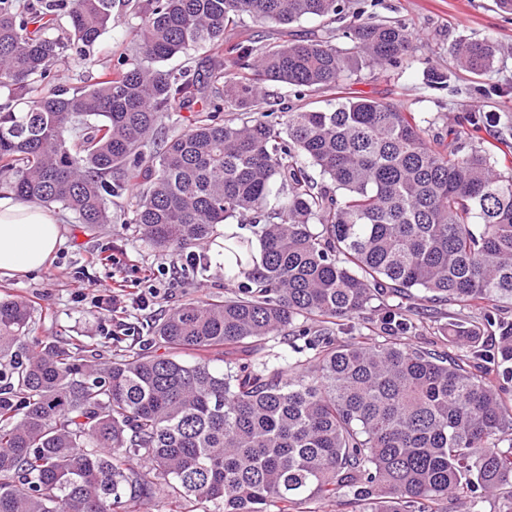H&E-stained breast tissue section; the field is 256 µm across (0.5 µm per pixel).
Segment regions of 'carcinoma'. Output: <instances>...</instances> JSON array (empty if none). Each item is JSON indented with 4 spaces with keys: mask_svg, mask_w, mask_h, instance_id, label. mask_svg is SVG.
<instances>
[{
    "mask_svg": "<svg viewBox=\"0 0 512 512\" xmlns=\"http://www.w3.org/2000/svg\"><path fill=\"white\" fill-rule=\"evenodd\" d=\"M115 0H0V181L86 228L108 199L161 253L224 232L230 296L188 300L136 351L29 336L33 310L0 297V512H448L512 500V146H471L477 122L427 139L414 113L342 90L365 67L414 62L405 26L355 0H138L143 52L88 86L54 67L92 62ZM324 35L257 47L236 17ZM351 15L336 46L330 25ZM206 52L205 73L160 64ZM481 77L488 37L451 47ZM302 104L260 110V82ZM335 93L324 106L312 93ZM190 112L157 139L169 112ZM320 170L312 180L307 167ZM421 293L468 311L412 347ZM368 333L343 327L366 311ZM291 352L272 361L264 341ZM508 447H502L504 441ZM471 502H460L448 499V512H502V499L491 495L481 496L472 499Z\"/></svg>",
    "mask_w": 512,
    "mask_h": 512,
    "instance_id": "carcinoma-1",
    "label": "carcinoma"
}]
</instances>
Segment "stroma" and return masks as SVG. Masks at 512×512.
<instances>
[{
  "label": "stroma",
  "mask_w": 512,
  "mask_h": 512,
  "mask_svg": "<svg viewBox=\"0 0 512 512\" xmlns=\"http://www.w3.org/2000/svg\"><path fill=\"white\" fill-rule=\"evenodd\" d=\"M364 7L375 16L404 24L412 36L416 61L385 71L363 69L350 79L351 90L416 112L440 129L457 127L460 117L470 114L478 119L485 140L512 141V130L496 121L498 115L512 113V13L498 9L495 0H364ZM137 24L128 8L116 6L112 27L94 49V65L73 60L59 64L58 84L64 88L92 84L118 55L139 51ZM488 34L501 52L491 71L476 80L459 70L449 48L458 40ZM430 70L447 73V88H427ZM51 211L60 222L62 243L50 265L30 275L0 278V294L18 295L31 303L34 336L49 341L89 336L103 351H126L138 347L148 324L173 306L225 292L223 268L175 266L174 256L151 248L134 225L116 222L88 231L60 206H52ZM109 254L128 275L154 277L160 290L149 309H129L127 320L137 330L133 336H111L95 306L102 284L112 279L111 266L99 261Z\"/></svg>",
  "instance_id": "1"
}]
</instances>
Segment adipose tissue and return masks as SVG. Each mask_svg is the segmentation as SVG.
I'll use <instances>...</instances> for the list:
<instances>
[{"instance_id": "1", "label": "adipose tissue", "mask_w": 512, "mask_h": 512, "mask_svg": "<svg viewBox=\"0 0 512 512\" xmlns=\"http://www.w3.org/2000/svg\"><path fill=\"white\" fill-rule=\"evenodd\" d=\"M61 243L56 216L13 197H0V275H23L50 264Z\"/></svg>"}]
</instances>
